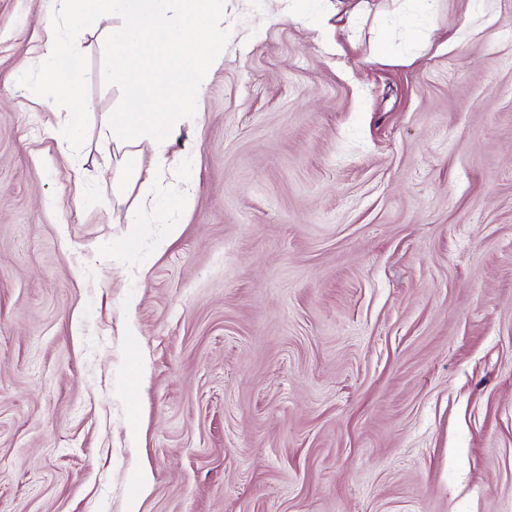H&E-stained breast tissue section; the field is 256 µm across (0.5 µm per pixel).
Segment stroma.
Returning <instances> with one entry per match:
<instances>
[{
	"mask_svg": "<svg viewBox=\"0 0 512 512\" xmlns=\"http://www.w3.org/2000/svg\"><path fill=\"white\" fill-rule=\"evenodd\" d=\"M335 3L224 0L159 252L95 151L111 19L67 101L0 0V512H512V0Z\"/></svg>",
	"mask_w": 512,
	"mask_h": 512,
	"instance_id": "35a3bbf8",
	"label": "stroma"
}]
</instances>
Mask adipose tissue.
Segmentation results:
<instances>
[{
	"mask_svg": "<svg viewBox=\"0 0 512 512\" xmlns=\"http://www.w3.org/2000/svg\"><path fill=\"white\" fill-rule=\"evenodd\" d=\"M71 31H80L87 14L105 10L119 23L107 32L113 79L132 93L125 108L105 113L100 121L96 148L115 157L129 170L131 180L116 193L124 206V223L143 221L142 204L149 197L141 183L139 166L133 165L135 148L153 150L158 171H179V158L169 156L173 135L181 124H197L203 115L204 86L208 76L224 62V30L214 24L224 14V0H54ZM49 32L41 46L44 77L61 97L79 94L78 76L56 78L57 62L64 51L56 19L47 16ZM139 204H129L130 191Z\"/></svg>",
	"mask_w": 512,
	"mask_h": 512,
	"instance_id": "obj_1",
	"label": "adipose tissue"
}]
</instances>
